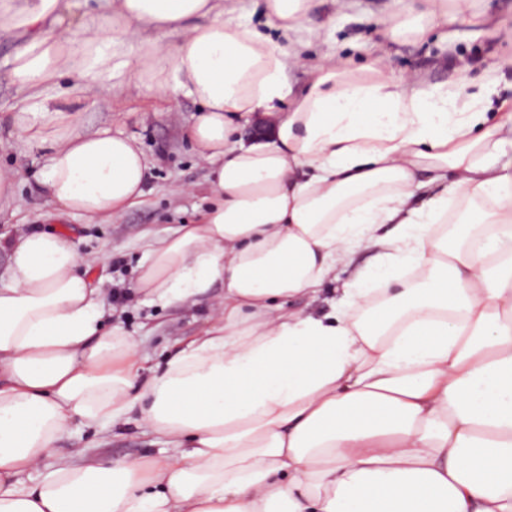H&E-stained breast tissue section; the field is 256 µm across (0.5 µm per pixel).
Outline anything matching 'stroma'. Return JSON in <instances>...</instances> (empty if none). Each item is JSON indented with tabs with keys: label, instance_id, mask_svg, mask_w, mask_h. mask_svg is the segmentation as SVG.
<instances>
[{
	"label": "stroma",
	"instance_id": "stroma-1",
	"mask_svg": "<svg viewBox=\"0 0 512 512\" xmlns=\"http://www.w3.org/2000/svg\"><path fill=\"white\" fill-rule=\"evenodd\" d=\"M392 4L393 0H312L309 25L314 34L303 48L307 63L336 55L360 66L383 55L396 74L415 72L434 84L463 76L474 80L493 67L500 77V99L512 101V47L500 41L491 26L454 23L433 29L418 42L390 44L381 28ZM199 108L190 97L172 100L127 87L83 109L79 131L109 127L135 136L152 161L143 202L109 224L51 217L49 199L36 180L38 154L0 150L1 165L23 172L17 185L23 208L15 216L0 211V234L13 236L51 225L75 238L83 255L95 259V271L107 286L120 288V325L141 339L140 355L147 370L164 364L209 325L211 294L198 295L191 304L164 307L143 301L130 288L144 256L146 234L162 235L174 225L197 223L210 205L207 170L186 135ZM183 184L192 185V192L177 193ZM98 451L116 460H154L172 453L161 436L134 422L101 430Z\"/></svg>",
	"mask_w": 512,
	"mask_h": 512
}]
</instances>
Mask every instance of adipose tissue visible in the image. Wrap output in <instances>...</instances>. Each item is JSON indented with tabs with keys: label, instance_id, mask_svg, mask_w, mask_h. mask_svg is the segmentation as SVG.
I'll use <instances>...</instances> for the list:
<instances>
[{
	"label": "adipose tissue",
	"instance_id": "1",
	"mask_svg": "<svg viewBox=\"0 0 512 512\" xmlns=\"http://www.w3.org/2000/svg\"><path fill=\"white\" fill-rule=\"evenodd\" d=\"M310 2L264 9L296 34ZM80 8L0 0V38L26 35L11 136L40 153L59 213L107 224L141 203L152 163L137 139L74 125L111 94L114 51L155 29L123 66L146 91L201 102L188 135L211 204L147 241L132 288L166 306L223 294L144 382L140 343L105 327L110 293L71 236L0 239V512H512V175L496 161L512 111L495 73L470 92L395 77L381 57L308 65L227 19L224 0H98L87 36ZM471 16V0H413L384 28L420 41ZM258 112L272 136L243 144ZM362 253L340 306L289 309ZM133 413L176 455L59 446L72 424Z\"/></svg>",
	"mask_w": 512,
	"mask_h": 512
}]
</instances>
